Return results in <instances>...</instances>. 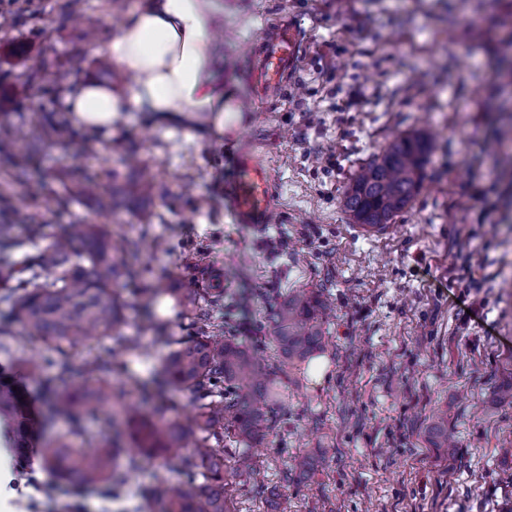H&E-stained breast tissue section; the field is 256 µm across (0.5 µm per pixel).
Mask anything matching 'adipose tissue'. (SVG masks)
<instances>
[{
    "label": "adipose tissue",
    "instance_id": "1",
    "mask_svg": "<svg viewBox=\"0 0 512 512\" xmlns=\"http://www.w3.org/2000/svg\"><path fill=\"white\" fill-rule=\"evenodd\" d=\"M217 19L215 0H140L106 47L112 63L134 79L131 99L86 82L67 96L68 111L86 128L108 130L132 102L165 119L223 130L225 113L239 106L216 79Z\"/></svg>",
    "mask_w": 512,
    "mask_h": 512
}]
</instances>
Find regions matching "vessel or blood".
I'll list each match as a JSON object with an SVG mask.
<instances>
[{"label": "vessel or blood", "instance_id": "1", "mask_svg": "<svg viewBox=\"0 0 512 512\" xmlns=\"http://www.w3.org/2000/svg\"><path fill=\"white\" fill-rule=\"evenodd\" d=\"M303 50L304 37L291 19L268 24L262 49L251 62L254 97L284 86L298 67ZM261 149L260 142L243 143L237 154L235 177L225 187L235 222L253 229L268 224L272 211V184Z\"/></svg>", "mask_w": 512, "mask_h": 512}]
</instances>
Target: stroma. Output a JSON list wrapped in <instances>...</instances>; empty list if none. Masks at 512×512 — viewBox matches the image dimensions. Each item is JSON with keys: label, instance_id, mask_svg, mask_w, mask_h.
<instances>
[{"label": "stroma", "instance_id": "35a3bbf8", "mask_svg": "<svg viewBox=\"0 0 512 512\" xmlns=\"http://www.w3.org/2000/svg\"><path fill=\"white\" fill-rule=\"evenodd\" d=\"M137 0H15L0 28V130L19 116L65 111L74 86L92 80L130 95L134 81L99 68L104 49ZM222 76L254 116L246 136L264 141L273 181L271 224L235 223L224 185L240 148L237 127L186 130L144 107L121 112L111 131L45 143L44 177L83 165L104 185L136 179L126 148L156 176L116 223L160 239L139 257L144 282L223 278L237 298L236 338L263 366L274 363L265 317L296 289L331 298L325 348L283 385L288 407L251 453L265 486L288 512H512V0H219ZM292 17L306 47L288 85L251 95L249 58L265 26ZM68 72L49 86L29 80L32 63ZM426 133L432 150L424 185L384 231L362 234L340 206L361 166L396 137ZM18 234L91 213L46 208L35 187L13 185ZM167 345L141 334L125 353L128 375L154 379ZM37 359L53 374L57 354L38 341L0 351L25 395L42 404L36 378L13 368ZM448 422L455 456L433 447L427 428ZM316 451L311 479L288 472L292 457ZM143 459L122 502L97 488L77 490L36 471L27 482L17 453L0 459V512H132L158 477Z\"/></svg>", "mask_w": 512, "mask_h": 512}]
</instances>
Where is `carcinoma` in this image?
<instances>
[{"label": "carcinoma", "instance_id": "carcinoma-1", "mask_svg": "<svg viewBox=\"0 0 512 512\" xmlns=\"http://www.w3.org/2000/svg\"><path fill=\"white\" fill-rule=\"evenodd\" d=\"M75 131L61 115H46L37 132L25 123L0 134V348L8 338L38 339L56 349L60 359L53 375L42 379L46 399L44 424L63 418L64 433L46 439L41 466L76 487H99L114 498L124 494L126 474L139 457H156L175 470L177 482L163 481L145 491L138 512H226L228 477L224 475V432L244 445L232 474L254 478L257 470L245 446L272 421L264 407L284 406L282 378L322 350L325 302L302 290L288 293L267 319L268 340L279 353V364L268 371L232 336L231 317H216L214 309L236 300L217 288H171L163 281L145 284L128 299L122 287L141 279L137 265L143 239L112 240V228L101 224H62L49 244L41 247L43 225L32 224L28 234L15 233L9 189L33 177L37 140H59ZM431 141L423 133L397 137L361 167L345 189L341 205L355 224H389L418 194L426 176ZM65 193L54 197L65 209L71 191L90 198L96 212L114 216L124 199L151 190L154 177L147 169L132 186L99 189L93 174L81 167L60 172ZM162 297L171 298L189 317L194 334L183 339L162 331L153 310ZM145 316L143 329L152 330L170 347L152 386L122 379L126 369L117 358L97 357L75 366L72 351L109 336L112 352L137 347L138 337L123 332L126 312ZM173 390L189 394L195 413L185 423ZM102 416L98 439L85 438L84 420ZM130 426L137 453L124 455L120 444ZM431 433L439 448L453 447L448 424L437 418ZM314 455L294 458L291 470L306 478Z\"/></svg>", "mask_w": 512, "mask_h": 512}]
</instances>
